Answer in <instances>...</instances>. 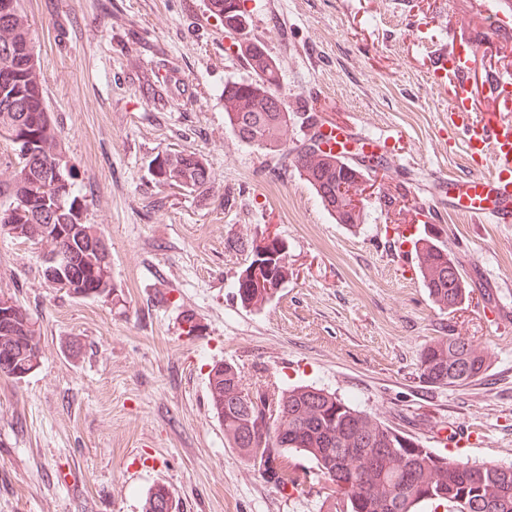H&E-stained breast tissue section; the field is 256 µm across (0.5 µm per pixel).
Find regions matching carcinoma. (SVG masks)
<instances>
[{"mask_svg": "<svg viewBox=\"0 0 512 512\" xmlns=\"http://www.w3.org/2000/svg\"><path fill=\"white\" fill-rule=\"evenodd\" d=\"M208 12L222 19L237 16V0H205ZM252 78L224 85L225 123L242 141L253 144L281 163H290L316 192L336 223H363L356 204L362 195L368 171L379 165L374 155L358 151L359 160L337 162L321 148L319 139L298 144L292 138L295 113L277 110L271 99L279 97L280 65L264 46L238 32L235 42ZM44 79L37 65L35 40L22 0H0V140L15 144L23 140L28 158H15L0 173V229L19 225L24 241L55 249V238L43 236L45 210L56 212L54 223L71 224L78 204L62 132L46 103ZM153 180L160 187H177L199 196L210 187L204 159L194 152L166 150L150 162ZM417 269L431 301L441 310L468 297L464 281L448 279V263L455 257L447 245L425 235L415 241ZM83 286L114 290L112 263L102 262L95 252L85 253ZM294 275L288 258L277 256L269 282ZM244 308L261 310L271 301L265 288L235 284ZM9 305L12 314L0 317L13 346L16 365L24 368L36 358L39 344L36 322L27 309L11 296H0V313ZM490 365L489 353L463 336H439L420 353L422 379L431 385L459 386L480 378ZM464 372L455 381L452 374ZM237 373L215 374L208 381L209 405L214 415L224 410V440L240 457L251 463L260 454L251 446L249 425L266 421L270 429L282 430L283 440L274 447L276 465L265 467L263 480L276 489L300 486V475L290 469L289 458L302 454L315 462L327 482L343 481L334 497L324 496L321 512H421L425 505L445 507V512H512V468L492 463H462L450 455L418 447L412 436L379 416L362 411L336 393L308 385L257 393L252 412L234 403ZM168 488L155 486L147 495L143 512H159Z\"/></svg>", "mask_w": 512, "mask_h": 512, "instance_id": "obj_1", "label": "carcinoma"}]
</instances>
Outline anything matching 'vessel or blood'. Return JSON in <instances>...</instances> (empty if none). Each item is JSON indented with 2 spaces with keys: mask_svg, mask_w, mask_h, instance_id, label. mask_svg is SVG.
Masks as SVG:
<instances>
[{
  "mask_svg": "<svg viewBox=\"0 0 512 512\" xmlns=\"http://www.w3.org/2000/svg\"><path fill=\"white\" fill-rule=\"evenodd\" d=\"M456 107L448 112L449 132H462L471 154L492 159V171L482 176L449 179L448 208L478 222L512 224V122L474 119L469 103V59L453 64Z\"/></svg>",
  "mask_w": 512,
  "mask_h": 512,
  "instance_id": "b4317fda",
  "label": "vessel or blood"
}]
</instances>
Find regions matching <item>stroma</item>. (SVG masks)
<instances>
[{"instance_id": "stroma-1", "label": "stroma", "mask_w": 512, "mask_h": 512, "mask_svg": "<svg viewBox=\"0 0 512 512\" xmlns=\"http://www.w3.org/2000/svg\"><path fill=\"white\" fill-rule=\"evenodd\" d=\"M45 96L65 139L84 220L112 260L114 296L50 287L38 248L0 231V294L40 331L39 366L0 376V512H142L162 484L179 512H319L323 479L305 456L298 489L264 482L224 441L208 401L215 362L249 387L310 385L462 460L512 466V225L429 210L448 174L490 172L448 138L451 72L431 59L448 30L474 48L469 90L512 72V36L480 0H245L249 34L280 65L289 111L325 129L352 126L388 155L362 196L365 222L336 223L296 171L224 121V84L250 72L204 0H23ZM200 155L204 196L155 186L149 162ZM394 196L391 208L377 198ZM435 227L467 244L487 287L438 309L397 250ZM271 234L295 269L261 310L234 284L251 260L233 243ZM450 334L488 349L462 386L423 382L419 353ZM78 350H71V341Z\"/></svg>"}]
</instances>
